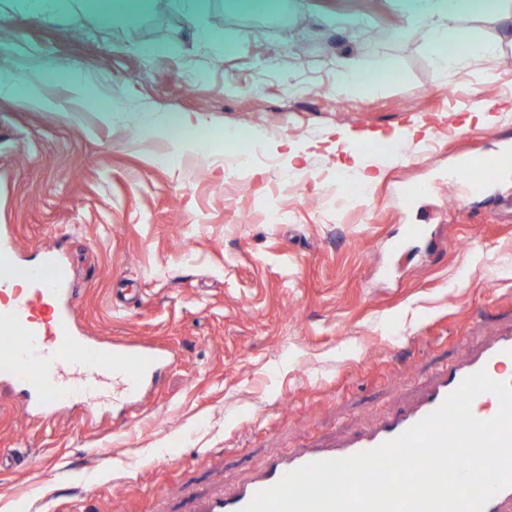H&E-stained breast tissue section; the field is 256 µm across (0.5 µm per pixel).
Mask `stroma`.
<instances>
[{
  "instance_id": "stroma-1",
  "label": "stroma",
  "mask_w": 512,
  "mask_h": 512,
  "mask_svg": "<svg viewBox=\"0 0 512 512\" xmlns=\"http://www.w3.org/2000/svg\"><path fill=\"white\" fill-rule=\"evenodd\" d=\"M458 25L495 50L450 81L405 0H0V40L60 66L0 98V237L22 267L58 245L85 334L172 353L129 408L40 420L0 385V453L29 459L0 469V512H193L411 406L512 328V172L482 189L463 167L512 149V20L475 0ZM384 65L340 90L345 67ZM473 97L491 125L468 122ZM241 131L269 163L229 180ZM342 131L378 163L355 202ZM411 224L425 237L394 250Z\"/></svg>"
}]
</instances>
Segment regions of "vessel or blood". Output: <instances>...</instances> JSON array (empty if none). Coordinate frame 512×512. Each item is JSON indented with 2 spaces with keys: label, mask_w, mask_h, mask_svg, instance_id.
Returning <instances> with one entry per match:
<instances>
[{
  "label": "vessel or blood",
  "mask_w": 512,
  "mask_h": 512,
  "mask_svg": "<svg viewBox=\"0 0 512 512\" xmlns=\"http://www.w3.org/2000/svg\"><path fill=\"white\" fill-rule=\"evenodd\" d=\"M483 185L512 167V155L480 158ZM16 260L0 248V383L13 386L40 417H51L76 399L94 400L111 392L116 403H134L145 394L156 373L169 361L166 350L116 340L102 346L75 330L77 292L67 267L50 257L36 267L35 290L16 282ZM500 369V382L512 384V333L499 336L470 359L439 372L414 407L390 415L370 431L338 445L305 448L269 459L250 480L231 491L199 499L194 512H243L261 490L287 473L320 460L347 458L394 439L435 411L469 375Z\"/></svg>",
  "instance_id": "1"
}]
</instances>
